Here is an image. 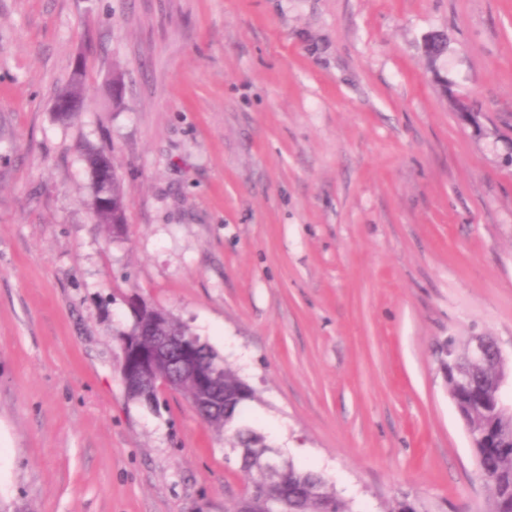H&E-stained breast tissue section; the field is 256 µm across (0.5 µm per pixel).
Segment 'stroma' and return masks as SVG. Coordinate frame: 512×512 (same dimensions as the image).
Instances as JSON below:
<instances>
[{"label": "stroma", "mask_w": 512, "mask_h": 512, "mask_svg": "<svg viewBox=\"0 0 512 512\" xmlns=\"http://www.w3.org/2000/svg\"><path fill=\"white\" fill-rule=\"evenodd\" d=\"M89 146L122 235L89 209ZM134 298L353 512H488L435 349L512 351V0H0V512L241 499L185 394L127 395ZM62 94H70L71 96H64L60 98L53 106V111L56 115L64 114L66 112H79L81 110V103L84 100V88L82 81V72L76 70L73 73L68 87L62 91ZM77 97V98H74ZM80 98V99H78ZM82 99V100H81ZM113 165V177H112V167L110 164L104 162L101 163L98 167L94 169H90L91 179L93 183L96 184H107L110 180H112V184L108 189L104 192L101 189L95 188L94 194V205H93V213L97 223L106 224L108 227L112 228V233L121 234L124 230V224H126V216L124 213L117 214L112 212V207L108 205L102 204L105 199L108 200H124L126 190L124 182L119 176L118 172ZM97 201V202H96Z\"/></svg>", "instance_id": "stroma-1"}]
</instances>
